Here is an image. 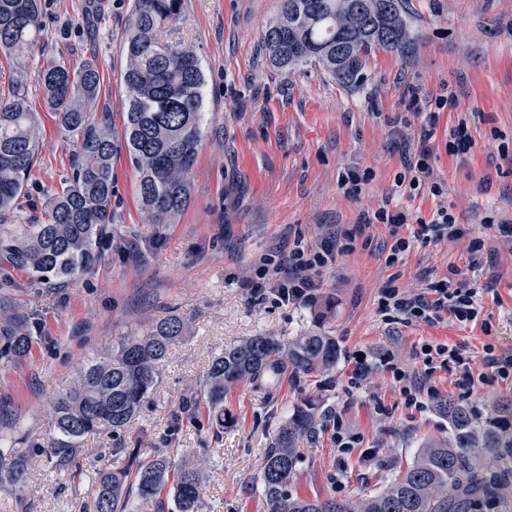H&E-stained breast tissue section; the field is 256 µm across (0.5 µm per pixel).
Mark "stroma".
I'll return each mask as SVG.
<instances>
[{
  "mask_svg": "<svg viewBox=\"0 0 512 512\" xmlns=\"http://www.w3.org/2000/svg\"><path fill=\"white\" fill-rule=\"evenodd\" d=\"M134 0H41L42 30L23 61L27 102L41 125L38 163L0 234L48 219L46 198L71 174L72 139L49 112L40 81L50 63L94 61L103 82L99 103L122 135L128 109L122 81ZM280 0H183L161 34L192 50L206 76L201 141L191 200L174 223H151L136 196L137 174L126 149L112 161V224L100 256L78 282L45 284L24 272H0V295L32 338L27 358L0 361V453L28 461L27 483H0V512H94L97 473L126 469L131 453L164 456L203 471L200 512H263L253 482L269 439L300 404L323 421L303 443L291 490L298 495L353 498L385 488L428 442L446 437L436 397L486 416L512 398V379L488 375L460 395L452 373L435 375L437 396L406 404L378 364L391 356L415 372L420 342L466 345L475 369L485 346L512 354V241L497 225L512 220V0H405L420 44L410 57L377 51L357 83H336L316 67L287 71L271 64L262 45ZM444 99L432 138L420 144L424 106ZM463 133L464 153L448 144ZM427 147L428 171L418 186L405 179L408 152ZM361 176L356 197L341 180ZM440 195H433L432 186ZM447 207L466 238L417 242L388 263L390 229L365 225L379 208L430 219ZM480 240L472 250L471 240ZM333 245L336 260L321 286L301 304L255 298L263 260L295 243ZM482 286L481 318L428 325L384 322L381 288L420 292L446 279L449 268ZM177 315L184 336L157 367V383L122 439L89 434L77 443V469L62 472L46 453L59 433L51 416L62 392L78 388L82 363L112 358L124 339ZM320 333L335 338V368L302 381L245 384L228 393L224 420L182 414L200 389L214 356L240 340L284 341ZM369 366L362 388L348 391L357 354ZM340 416L363 438L362 449L339 456L325 423ZM377 449L367 459L363 448Z\"/></svg>",
  "mask_w": 512,
  "mask_h": 512,
  "instance_id": "stroma-1",
  "label": "stroma"
}]
</instances>
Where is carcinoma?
Listing matches in <instances>:
<instances>
[{
  "instance_id": "1",
  "label": "carcinoma",
  "mask_w": 512,
  "mask_h": 512,
  "mask_svg": "<svg viewBox=\"0 0 512 512\" xmlns=\"http://www.w3.org/2000/svg\"><path fill=\"white\" fill-rule=\"evenodd\" d=\"M182 0H135L123 82L128 93L124 143L137 173V194L155 224H169L185 209L203 123L205 77L194 52L160 43L163 23ZM41 27V0H0V53L30 54ZM418 36L404 16L403 0H281L277 19L263 34L270 61L279 68L315 62L337 83L354 82L366 57L381 49L407 56ZM44 97L60 128L74 136L72 177L49 196L48 221L20 224L0 239V269L16 268L43 282L78 279L98 258L112 223V159L117 147L112 115L97 112L101 75L92 63L74 68L55 62L42 73ZM40 133L37 113L25 104L18 79L0 101V218L14 210L36 165ZM0 358L21 360L30 337L0 312ZM178 317L158 321L142 337L121 345L112 361H92L82 369L80 389L55 404L61 438L46 449L61 470H70L77 439L89 433L120 436L132 426L157 381V365L182 335ZM339 349L329 336L310 334L288 344L273 336H253L224 350L207 371L203 391L183 402L189 416L224 410V396L240 384L270 382L290 374L317 376L336 366ZM448 420V439L422 448L388 487L354 500L306 498L291 493L301 461V440L319 422L312 405L294 409L276 429L258 474L265 512H485L507 509L512 492L502 478L512 474V399L500 400L483 419L448 398L439 400ZM0 471L14 485L28 478L27 461L7 462ZM137 498L157 512H200L196 469L168 459L132 456L124 471L103 470L95 492L96 512H132Z\"/></svg>"
}]
</instances>
